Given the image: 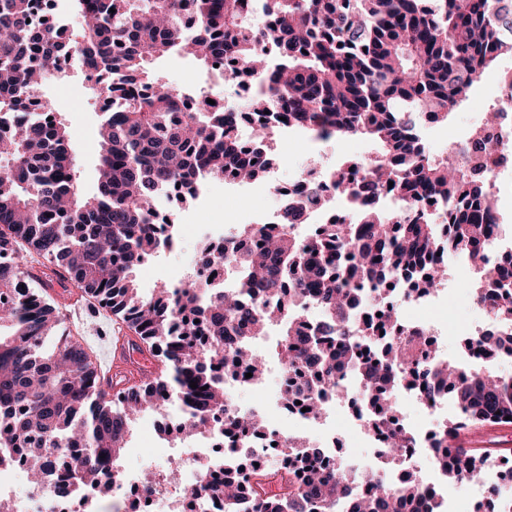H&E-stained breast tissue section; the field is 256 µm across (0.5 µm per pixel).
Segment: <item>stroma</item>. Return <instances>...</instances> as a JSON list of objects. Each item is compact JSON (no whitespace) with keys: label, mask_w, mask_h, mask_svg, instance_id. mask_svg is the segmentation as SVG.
I'll use <instances>...</instances> for the list:
<instances>
[{"label":"stroma","mask_w":512,"mask_h":512,"mask_svg":"<svg viewBox=\"0 0 512 512\" xmlns=\"http://www.w3.org/2000/svg\"><path fill=\"white\" fill-rule=\"evenodd\" d=\"M148 69L165 81L173 84H197L205 91L225 93L229 87L224 81L213 80L208 70L198 61L173 54L149 60ZM496 70H488L473 91L470 103L459 106L449 117L447 124L428 129L424 137L436 153L446 152L448 137L452 132L462 131L468 116L474 112H485L494 104ZM42 93L55 113L63 119L70 145L80 171L79 185L83 192H92L98 179L96 147L99 138L101 101L92 93L79 65H72L65 74L45 84ZM377 145L363 137L336 140L331 143L318 142L304 132H295L288 138L277 140L275 152L277 167L264 179L242 184L231 189L223 180H209L200 197L186 205H173L168 214L178 234L188 242H200L203 225L206 224H250L274 217L279 202L273 192V184H285L301 170L310 158H320L323 166L333 167L352 159H365L375 155ZM184 261L176 253H162L137 271V280L144 291H152L163 284L173 283L182 273ZM448 313L449 327L456 331L449 337L446 352L449 360L462 361V341L474 327H489L492 318L473 303L470 283L457 275H449L438 298L428 307L407 309L408 319L434 318ZM162 416L156 412L140 415L134 424L133 435L123 456V465L128 469L140 468L145 462L160 464L163 439L158 426ZM345 409L330 412L327 421L342 439L345 455L361 463L364 471L377 470L378 462L373 448L361 432L347 423Z\"/></svg>","instance_id":"1"}]
</instances>
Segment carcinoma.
<instances>
[{
    "label": "carcinoma",
    "instance_id": "cac0c4a2",
    "mask_svg": "<svg viewBox=\"0 0 512 512\" xmlns=\"http://www.w3.org/2000/svg\"><path fill=\"white\" fill-rule=\"evenodd\" d=\"M248 5L272 13L269 30L246 24ZM72 6L82 19L78 32L40 31L27 22L32 0H0V114L17 115L14 125L0 126V155L9 160L0 171V329H9L0 334V418L8 419L19 459L38 468L35 484L64 462L62 445L69 444L73 462L64 463L72 483L63 492L110 491L103 465L112 463L117 481L137 417L168 407L153 400L155 393L170 394L184 416L180 428L194 431L224 403V383L248 373L252 384L263 382L267 357L256 344L273 330L278 363L310 376L302 389L309 416L321 419L330 402L344 397L342 387L352 386L371 406L370 420L391 434L387 466L399 465L411 441L406 429L392 427L394 393L407 373L422 380L424 393L444 382L452 390L456 415L436 448L450 431L512 425V376L443 359L417 363L393 343L360 362L362 344L374 343L392 322L385 315L351 334L387 279L439 288L445 269L425 258L446 251L477 266L475 301L496 322L494 330L466 337L464 348L512 361V254L486 270L497 222L488 188L467 180L450 155L431 153L421 122L425 115L435 125L448 123L483 73L512 55V0H72ZM58 40L84 57L102 102H124L121 111L102 113L92 194L78 190L64 123L31 118L35 108L53 113L39 90L61 73ZM185 53L210 71L257 78L255 91L239 107L211 105L201 94L193 111L176 115L184 91L160 81L146 63ZM268 110L320 139L352 135L378 144L376 156L333 172L337 191L339 175L348 176L350 222L324 224L314 242L303 243L295 229L328 203L326 186L313 184L308 207L280 209L277 235L241 225L238 235L264 242L224 263L231 274L224 289L163 285L143 296L135 270L166 244L152 222L159 189L178 183L194 198L206 180L226 173L238 181L265 176L275 164L277 131L260 126L245 136L241 116ZM244 138L264 155L260 164L245 156ZM358 167L365 176L356 181ZM429 199L447 206L419 207ZM37 266L66 272L82 298L119 318L160 371L105 396L82 337L54 332L66 305L33 290L25 300L11 299L16 279L33 280ZM309 452L304 441H294L279 474L254 470L247 453L230 449L225 510L250 497L255 512H416L424 495L428 512H444L443 501L414 475L389 482L353 473L339 460L324 473L310 468ZM493 455L460 446L457 455L438 458L436 470L450 484L482 483L494 501L499 488L485 474ZM364 482L373 492L363 497Z\"/></svg>",
    "mask_w": 512,
    "mask_h": 512
}]
</instances>
